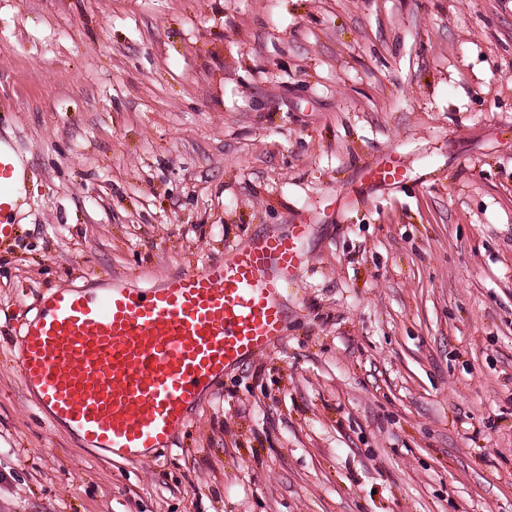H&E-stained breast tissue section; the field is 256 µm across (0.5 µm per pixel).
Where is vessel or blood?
<instances>
[{"instance_id": "b4317fda", "label": "vessel or blood", "mask_w": 512, "mask_h": 512, "mask_svg": "<svg viewBox=\"0 0 512 512\" xmlns=\"http://www.w3.org/2000/svg\"><path fill=\"white\" fill-rule=\"evenodd\" d=\"M15 182V157L0 146V217ZM307 231L252 237L231 258L156 287L52 293L16 352L23 386L91 447L126 456L164 447L206 386L282 340V298Z\"/></svg>"}]
</instances>
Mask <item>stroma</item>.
Here are the masks:
<instances>
[{"instance_id": "stroma-1", "label": "stroma", "mask_w": 512, "mask_h": 512, "mask_svg": "<svg viewBox=\"0 0 512 512\" xmlns=\"http://www.w3.org/2000/svg\"><path fill=\"white\" fill-rule=\"evenodd\" d=\"M0 142V512H512V0H0ZM296 224L282 342L167 447L22 386L51 292ZM16 161L10 149L0 143V240L9 237L14 224H4L2 217L14 204Z\"/></svg>"}]
</instances>
